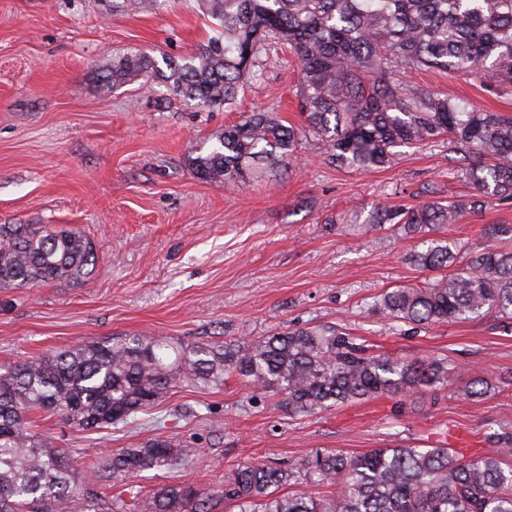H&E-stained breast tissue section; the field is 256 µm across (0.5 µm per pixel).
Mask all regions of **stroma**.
I'll return each mask as SVG.
<instances>
[{"label":"stroma","mask_w":512,"mask_h":512,"mask_svg":"<svg viewBox=\"0 0 512 512\" xmlns=\"http://www.w3.org/2000/svg\"><path fill=\"white\" fill-rule=\"evenodd\" d=\"M209 25L198 0H157L145 12L125 0H0V224H57L97 255L83 280L0 290V368L126 334L221 345L332 323L410 358L448 357L496 390L471 400L457 377L411 409L384 397L301 417L230 375L217 387L181 383L126 425L89 431L35 412L34 431L84 474L105 455L178 438L188 460L134 478L147 494L171 484L220 489L249 461L419 446L447 430L492 451L488 434L512 428V319L491 312L413 331L372 308L383 291L428 275L406 258L411 240L366 228L369 210L471 194L458 154L444 141L399 147L386 167L354 171L328 163L310 136L263 180L231 190L203 182L187 159L224 127L259 110L301 126L293 54L272 49L228 109L187 105L157 82L115 89L105 77L113 58L137 49L188 56ZM410 79L512 113V97L480 83L437 71ZM491 224H512V203H489L439 234L478 253Z\"/></svg>","instance_id":"1"}]
</instances>
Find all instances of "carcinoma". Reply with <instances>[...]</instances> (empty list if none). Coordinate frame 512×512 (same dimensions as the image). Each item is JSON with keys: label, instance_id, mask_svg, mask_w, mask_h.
I'll list each match as a JSON object with an SVG mask.
<instances>
[{"label": "carcinoma", "instance_id": "carcinoma-1", "mask_svg": "<svg viewBox=\"0 0 512 512\" xmlns=\"http://www.w3.org/2000/svg\"><path fill=\"white\" fill-rule=\"evenodd\" d=\"M215 35L189 57L131 52L112 62L120 88L166 84L207 108H230L274 44H288L301 68L298 98L305 125L285 126L255 112L224 128L188 158L195 176L233 187L287 165L301 138L318 137L330 162L357 170L391 162L393 149L448 137L464 151L475 193L419 208L375 206L369 227L389 224L419 241L414 266L434 273L423 286L386 291L372 307L395 323L425 327L497 312L512 317V224L489 228L471 255L435 236L491 200H512V115L472 109L407 79L446 70L512 94V0H203ZM96 265L95 246L65 229L0 224V288L78 280ZM454 268L451 274L448 268ZM460 373L446 357L407 358L378 351L339 325L289 328L228 346L176 348L163 337L126 335L80 344L0 371V512H99L89 484L122 486L113 512H512V429L496 449L470 458L436 441L425 448H377L362 455L316 452L287 468L244 463L224 490L171 485L149 495L127 483L140 471L172 468L188 451L172 438L148 440L112 455L92 477L64 450L33 432L29 414L59 413L84 429L125 423L182 382L221 386L235 375L282 397L297 416L362 400L437 392ZM495 389L473 376L470 399ZM316 485L327 492H282Z\"/></svg>", "mask_w": 512, "mask_h": 512}]
</instances>
